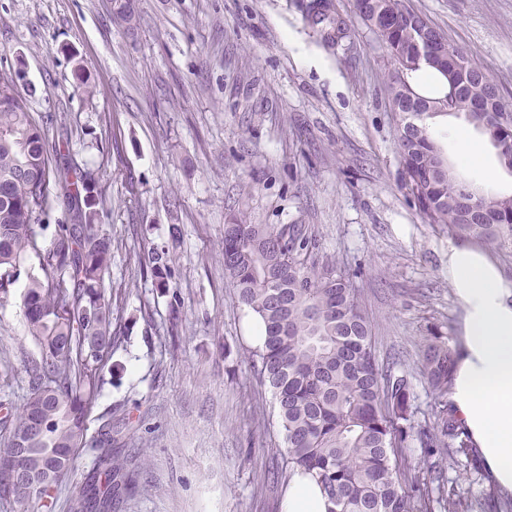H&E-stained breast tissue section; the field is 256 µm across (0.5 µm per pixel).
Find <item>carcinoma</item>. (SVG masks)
<instances>
[{"mask_svg":"<svg viewBox=\"0 0 512 512\" xmlns=\"http://www.w3.org/2000/svg\"><path fill=\"white\" fill-rule=\"evenodd\" d=\"M116 22L132 24V0H111ZM330 0H311L315 24L331 18ZM359 17L387 50L396 68L389 93L435 108L412 124L397 126L402 189L424 220L460 242L494 245L512 254V194L484 192L478 214L467 215V185L444 157L427 120L463 117L512 171V101L487 73L475 67L405 0H356ZM430 37L432 68L446 88L420 95L410 76L418 69L419 32ZM18 58L0 66V301L25 277L21 305L28 336L40 357L28 363L23 403L0 407V434L7 441L27 433L28 467L54 477L73 473L80 448L98 451L97 469L71 503V512H110L112 499L136 481L144 460L112 448V409L89 420L104 384L102 371L117 342L112 300L102 287L111 266L110 241L97 228L102 200L98 174L75 163L52 165L51 155L70 152L68 128L37 120L19 90ZM63 203L71 223L47 224L50 196ZM49 245H44L45 238ZM38 266L27 265L31 257ZM224 273L238 303L261 327L248 364L272 389L285 448L270 479L300 475L321 490L324 512H512V499L493 502L459 489L463 469L448 476V449L470 452L465 426L448 409L454 359L448 338L428 336L422 374L432 399L429 423H415L411 384L394 367L378 364L371 323L361 309L350 275L319 259L316 240L298 224H250L239 217L224 225ZM140 277L171 288L168 255L154 249L140 263ZM425 448L426 476L406 475L400 456L411 439ZM17 503L34 512H55L53 490L32 491Z\"/></svg>","mask_w":512,"mask_h":512,"instance_id":"obj_1","label":"carcinoma"}]
</instances>
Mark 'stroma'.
<instances>
[{
    "instance_id": "1",
    "label": "stroma",
    "mask_w": 512,
    "mask_h": 512,
    "mask_svg": "<svg viewBox=\"0 0 512 512\" xmlns=\"http://www.w3.org/2000/svg\"><path fill=\"white\" fill-rule=\"evenodd\" d=\"M309 0H136L132 27L110 0H0V63L22 57L35 117L72 131V157L100 173L98 224L111 241L113 377L101 407L121 452L145 455L117 512H285L273 482L282 447L270 389L244 356L258 323L224 275V227L299 224L320 256L349 272L372 323L378 361L398 359L420 409L423 337L459 341L447 235L406 198L386 92L394 65L356 11L338 44ZM512 99V0H406ZM431 131L456 172L482 191L512 192L486 148L458 164L455 123ZM168 250L171 292L139 276ZM22 285L0 303V404L20 405L28 337Z\"/></svg>"
}]
</instances>
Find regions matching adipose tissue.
Returning a JSON list of instances; mask_svg holds the SVG:
<instances>
[{"mask_svg":"<svg viewBox=\"0 0 512 512\" xmlns=\"http://www.w3.org/2000/svg\"><path fill=\"white\" fill-rule=\"evenodd\" d=\"M448 278L461 311L449 400L490 472L512 490V280L486 253L453 244Z\"/></svg>","mask_w":512,"mask_h":512,"instance_id":"obj_1","label":"adipose tissue"}]
</instances>
